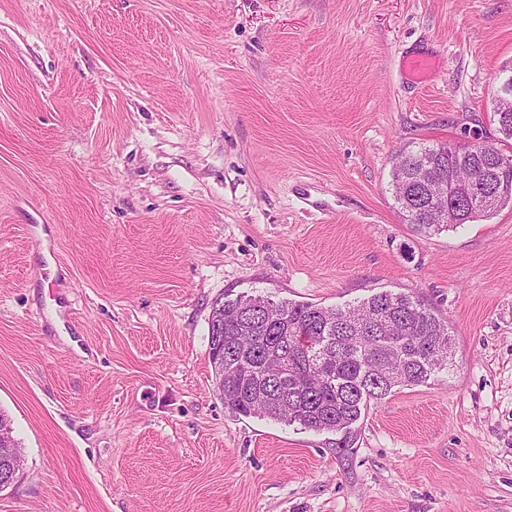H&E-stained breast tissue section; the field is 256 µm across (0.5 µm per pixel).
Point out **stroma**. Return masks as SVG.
I'll list each match as a JSON object with an SVG mask.
<instances>
[{"label":"stroma","instance_id":"stroma-1","mask_svg":"<svg viewBox=\"0 0 512 512\" xmlns=\"http://www.w3.org/2000/svg\"><path fill=\"white\" fill-rule=\"evenodd\" d=\"M507 66L512 0H0V512H512V207L420 234L391 176L476 130L512 154ZM383 290L454 353L348 452L225 410L216 299ZM435 67V59L424 56H414L405 62V70L416 83H423Z\"/></svg>","mask_w":512,"mask_h":512}]
</instances>
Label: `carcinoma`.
I'll list each match as a JSON object with an SVG mask.
<instances>
[{
	"label": "carcinoma",
	"instance_id": "obj_1",
	"mask_svg": "<svg viewBox=\"0 0 512 512\" xmlns=\"http://www.w3.org/2000/svg\"><path fill=\"white\" fill-rule=\"evenodd\" d=\"M494 120L512 139V112ZM435 159L450 183L480 180L481 161L443 143L404 148L392 171L394 197L407 223L420 233L451 228L432 213L448 203L436 189L414 184L423 159ZM489 209H470L458 220L488 218L512 204V168L496 177ZM224 306V379L216 384L224 409L244 417L297 424L306 430L345 431L372 400L397 386L426 382L448 365L452 336L438 311L421 297L382 291L348 309L240 296Z\"/></svg>",
	"mask_w": 512,
	"mask_h": 512
}]
</instances>
